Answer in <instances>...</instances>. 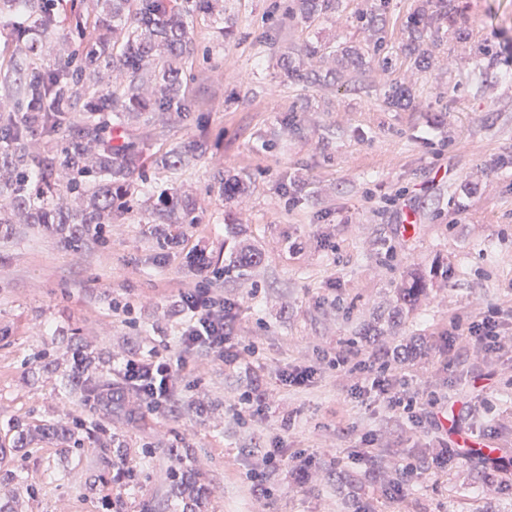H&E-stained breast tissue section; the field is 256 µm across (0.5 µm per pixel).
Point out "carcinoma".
I'll list each match as a JSON object with an SVG mask.
<instances>
[{
  "mask_svg": "<svg viewBox=\"0 0 512 512\" xmlns=\"http://www.w3.org/2000/svg\"><path fill=\"white\" fill-rule=\"evenodd\" d=\"M453 0H422V12L438 18L451 15ZM3 6L33 17L34 30L47 37L56 30V0H0ZM302 10L318 14L336 11V0H301ZM70 32L77 49L65 64L42 71L34 60L35 43L30 33L18 36L19 60L12 62L0 81V97L10 103L0 108V148L6 150L0 159V198L13 208L23 209L30 224H37L59 238L74 242L73 225L102 224L112 221V209L124 206L127 179L139 153L134 144L122 148L103 143L106 126L99 118L119 112H202L212 105L209 99H194L182 93L181 69L174 65L194 51L178 10L170 0H112L105 14L85 11L80 0H69ZM122 34V51L114 53V34ZM163 46L169 59L151 66L150 57ZM124 73L127 82L119 93L101 90L94 74L101 66ZM53 138L64 137L60 151L41 162L39 199L30 189V159L26 141L34 131ZM101 143L95 170L88 169L84 142ZM206 143L196 141L188 147H175L160 163L177 169L188 166L205 153ZM69 175L66 188L85 197V208L63 213L46 197L56 192L57 175ZM216 183L221 191L243 192L247 184L237 174L218 173ZM190 214L189 205L181 204L174 195L163 201L158 214L157 237L168 239L166 224H184ZM261 262L260 254L238 241L224 254V278L249 275ZM452 277L444 261L428 268L406 271L397 288L395 315H402L426 299L434 287Z\"/></svg>",
  "mask_w": 512,
  "mask_h": 512,
  "instance_id": "carcinoma-1",
  "label": "carcinoma"
}]
</instances>
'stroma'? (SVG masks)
Instances as JSON below:
<instances>
[{
    "instance_id": "1",
    "label": "stroma",
    "mask_w": 512,
    "mask_h": 512,
    "mask_svg": "<svg viewBox=\"0 0 512 512\" xmlns=\"http://www.w3.org/2000/svg\"><path fill=\"white\" fill-rule=\"evenodd\" d=\"M218 18H186L195 53L183 62L185 95L218 98L217 107L181 119L174 112H129L110 120L119 142L148 139L152 157L127 210L114 213L102 240L65 246L13 213L0 235V502L15 512H98L103 494L123 512H183L167 480L176 464L207 491V512H265L245 473L258 448L256 423L227 412L256 377L269 389V423L292 418L290 449L316 451L321 467L302 488L272 478L279 512H351L357 434H377L383 475L399 477L405 458L427 456L430 431H415L373 402L350 401L346 380L324 370L307 390L279 383L280 372L311 363L317 349L355 341L372 329L383 349L410 336L443 333L453 315L471 317L512 301V0H454L448 21L422 16L420 43L407 19L421 0H340L335 13L307 16L289 0H219ZM374 20L365 29L362 18ZM314 42L317 55L306 56ZM297 65L288 78L285 64ZM396 84L401 98L385 103ZM203 139L204 155L179 171L158 163L172 148ZM245 176L247 193L222 194L217 169ZM176 190L193 223L172 225L186 245L205 246L212 271L224 269V227L239 224L261 253L247 278L224 281L239 322L259 347L258 367L200 361L163 418L134 395L105 411L78 398L64 379L74 349L92 360L94 380L110 385L132 351L175 346L173 303L197 275L183 253L162 256L152 205ZM419 222L413 237L405 209ZM446 260L454 272L415 311L394 318L404 272ZM132 308L131 323L112 314L113 300ZM398 370L448 406L458 430L449 443L478 439L512 454L500 438L512 428V387L481 358L449 366L432 353L399 361ZM78 417L77 439H45L42 427ZM28 423L26 448L12 425ZM127 448L125 468L143 455L156 466L138 487L102 485L112 444ZM473 458L421 478L408 512H512V485L482 484ZM56 479L49 495H32L24 476Z\"/></svg>"
}]
</instances>
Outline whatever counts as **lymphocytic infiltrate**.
Wrapping results in <instances>:
<instances>
[{"mask_svg": "<svg viewBox=\"0 0 512 512\" xmlns=\"http://www.w3.org/2000/svg\"><path fill=\"white\" fill-rule=\"evenodd\" d=\"M181 317L177 343L178 353L151 350L149 354L131 352L122 357L116 368L117 386L112 391L97 393L100 403H122L128 393H135L149 411L170 415L176 407V397L184 379L189 359L206 356L223 363H236L242 357L255 356L256 343H244L241 326L235 315L237 303L225 298L223 291L209 279L197 281L193 288L181 292L177 302ZM512 317V304L498 306L462 321L452 319L443 346L438 354L447 362L475 354L490 364L504 355H512V336L501 331L503 317ZM352 375L350 395L354 398L372 393L382 398L387 411L404 417L414 428L442 429V418L432 399L424 397L410 380L400 374L392 362L379 351L343 350L321 353L317 364L293 366L280 374L282 385L303 389L309 387L319 366ZM291 426L284 418L276 425L271 444L256 449L257 464L248 471L252 493L268 506H275L274 492L268 484L272 473H284L297 486H305L315 469V453L301 449L286 451L285 435ZM439 449L422 461H403L401 482L388 490L390 503L402 502L408 489L426 474H438L448 468L447 441H439Z\"/></svg>", "mask_w": 512, "mask_h": 512, "instance_id": "1", "label": "lymphocytic infiltrate"}]
</instances>
